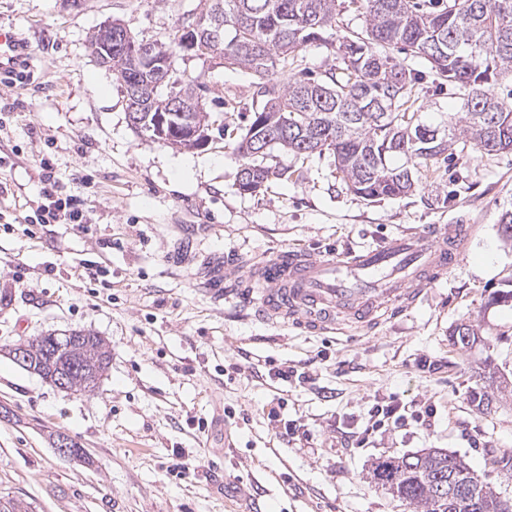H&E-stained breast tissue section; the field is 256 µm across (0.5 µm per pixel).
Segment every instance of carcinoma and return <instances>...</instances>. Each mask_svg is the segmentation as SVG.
<instances>
[{
	"mask_svg": "<svg viewBox=\"0 0 512 512\" xmlns=\"http://www.w3.org/2000/svg\"><path fill=\"white\" fill-rule=\"evenodd\" d=\"M338 0H211L224 20V64L254 73L255 108L237 150L244 174L238 190L253 193L265 182L283 179L287 167H270L261 159L279 146L295 156L333 153L346 187L366 200L401 197L415 188L413 171L430 169L440 157L476 148L484 153L512 151V100L492 94L512 75V0H448L427 10L419 0H358L365 26L361 33L339 41V64L318 79H293L273 84L269 73L288 68L290 55L321 39L336 22ZM191 34L173 31L169 41L156 42L157 56L177 51L178 41ZM400 49L426 59L438 79L452 86L459 109L448 116L447 132L426 142L418 130L429 127L413 89L416 73L376 47ZM168 89L157 88L154 113L168 108L169 93L193 104L200 85L177 72ZM188 112H172L168 131L173 146L195 148L185 133ZM394 155L406 165L393 166ZM469 337L459 349L479 341L469 322L456 324L449 336ZM29 362L25 370L73 393L92 390L107 369L105 340L89 331L49 334L23 342ZM505 398L495 368L485 369V385L473 399L485 411ZM457 455L428 448L402 457L377 458L370 471L375 483L406 503L413 512H498L497 493Z\"/></svg>",
	"mask_w": 512,
	"mask_h": 512,
	"instance_id": "obj_1",
	"label": "carcinoma"
}]
</instances>
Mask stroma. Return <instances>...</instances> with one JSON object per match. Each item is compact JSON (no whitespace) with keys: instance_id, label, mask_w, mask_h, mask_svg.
Returning a JSON list of instances; mask_svg holds the SVG:
<instances>
[{"instance_id":"35a3bbf8","label":"stroma","mask_w":512,"mask_h":512,"mask_svg":"<svg viewBox=\"0 0 512 512\" xmlns=\"http://www.w3.org/2000/svg\"><path fill=\"white\" fill-rule=\"evenodd\" d=\"M198 2L0 0V30L26 45L24 83H0V497L35 512H410L369 468L381 456L442 448L512 498V476L490 461L512 455V404L485 413L469 398L484 359L512 374V304L489 302L512 281V244L499 233L512 210V153L456 152L433 175L418 173L408 195L368 201L343 185L331 152L303 159L274 147L265 164L294 177L241 193L236 148L253 107L250 74L175 55L185 78L202 83L206 111L234 106L226 133L179 150L132 130L120 84L87 50L89 36L114 19L137 41H167ZM363 26L361 9L343 0L339 25L273 82L323 72L339 38ZM391 54L419 74L425 121L446 122L459 105L451 89L434 82L425 60ZM43 158L53 168L48 182ZM185 158L195 173L180 184L174 164ZM47 189L79 200L89 230L30 223ZM454 220L476 227L466 260L415 308L358 340L262 324L251 306L213 287L233 259L259 262L295 244L358 251ZM469 321L483 341L457 350L448 331ZM79 329L110 350L88 393L59 390L1 352ZM429 357L438 369L425 367ZM276 366L306 368L312 380H272ZM392 394L432 403L435 418L342 447L341 430L360 423L373 398ZM273 407L298 421L293 441L275 438ZM52 432L69 435L86 457L59 455ZM180 452L194 465L183 476L172 471Z\"/></svg>"}]
</instances>
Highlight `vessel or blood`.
<instances>
[{"mask_svg":"<svg viewBox=\"0 0 512 512\" xmlns=\"http://www.w3.org/2000/svg\"><path fill=\"white\" fill-rule=\"evenodd\" d=\"M470 232L464 224H432L358 252L291 247L255 265L225 263L223 278L263 324L351 337L411 309L465 261Z\"/></svg>","mask_w":512,"mask_h":512,"instance_id":"b4317fda","label":"vessel or blood"}]
</instances>
